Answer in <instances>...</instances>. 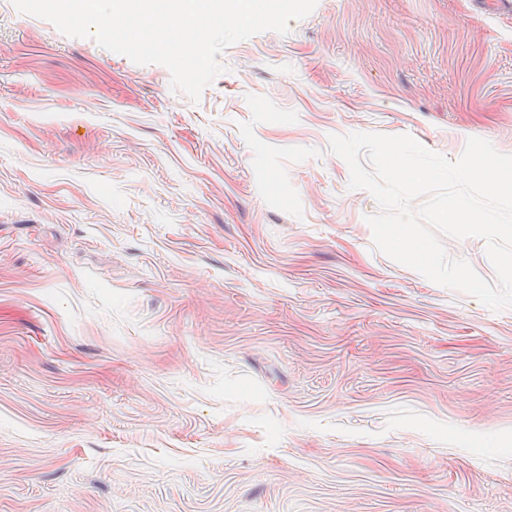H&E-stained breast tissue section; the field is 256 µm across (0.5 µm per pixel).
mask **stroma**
I'll use <instances>...</instances> for the list:
<instances>
[{"label": "stroma", "instance_id": "stroma-1", "mask_svg": "<svg viewBox=\"0 0 512 512\" xmlns=\"http://www.w3.org/2000/svg\"><path fill=\"white\" fill-rule=\"evenodd\" d=\"M220 60L194 103L0 0V512H512V309L378 251L328 144L512 154V12L317 0Z\"/></svg>", "mask_w": 512, "mask_h": 512}]
</instances>
